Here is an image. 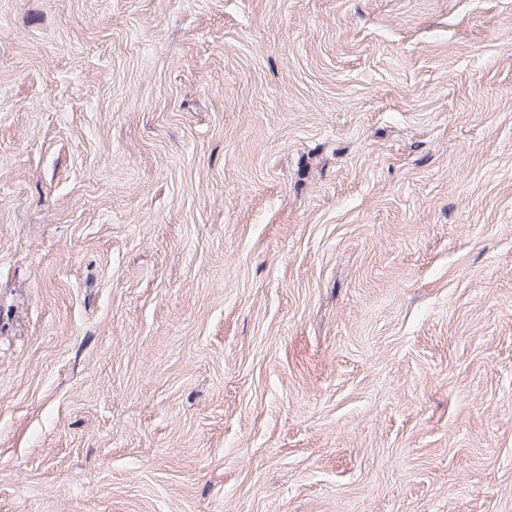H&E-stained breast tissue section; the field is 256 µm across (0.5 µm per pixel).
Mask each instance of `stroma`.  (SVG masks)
I'll list each match as a JSON object with an SVG mask.
<instances>
[{"label": "stroma", "mask_w": 512, "mask_h": 512, "mask_svg": "<svg viewBox=\"0 0 512 512\" xmlns=\"http://www.w3.org/2000/svg\"><path fill=\"white\" fill-rule=\"evenodd\" d=\"M0 512H512V0H0Z\"/></svg>", "instance_id": "obj_1"}]
</instances>
